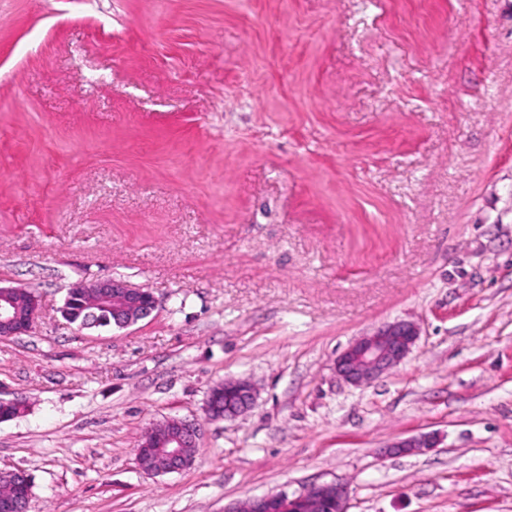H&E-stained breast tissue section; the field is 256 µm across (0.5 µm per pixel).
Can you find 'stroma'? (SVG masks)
<instances>
[{
  "label": "stroma",
  "instance_id": "35a3bbf8",
  "mask_svg": "<svg viewBox=\"0 0 512 512\" xmlns=\"http://www.w3.org/2000/svg\"><path fill=\"white\" fill-rule=\"evenodd\" d=\"M109 278L152 314L62 317ZM0 284L42 305L0 339L28 512H512V0H0ZM401 320L400 364L337 375ZM230 380L254 408L207 419ZM170 418L196 459L145 475ZM92 290L100 297L106 298L112 296V300H119L126 303L124 313L119 315L114 313L115 321L119 322L121 327L129 326L130 324L148 317L156 308V299L152 292L145 290L144 288L135 287L129 282L122 279H104L97 280L94 282H86L83 280L77 281L71 285L68 290V295L71 298H76ZM97 295L90 294L86 297L78 299H72L71 301H65L63 307V314L68 313L70 315V323L75 324L77 327L84 329V318L88 313L101 314L105 310L102 303ZM108 302V305L112 307L120 306L119 303ZM79 310L80 313H76ZM127 311L136 312V317L127 320L125 313ZM418 336L413 323H388L352 342L337 357L336 372L355 386L373 384L410 353ZM177 421V437L171 439L169 431L173 432L176 429L175 425H169L168 430L152 427L147 430L142 436L139 448H152L151 445L156 442L169 441V444L174 446H167V448H181V451L190 465L195 460L198 452V440L201 434V425L197 422L174 419ZM157 448L151 454L140 456L139 463L141 470L148 476L162 475L161 472L165 469V457L167 448ZM284 496L288 499V497H295V494L288 495V493H283ZM331 496L334 499L336 504V512H348V488L346 484L336 481L330 483H322V484H313L305 487L298 497L300 500H313L316 498ZM296 497V498H298ZM288 499V511L296 512L295 502L297 499Z\"/></svg>",
  "mask_w": 512,
  "mask_h": 512
}]
</instances>
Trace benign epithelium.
<instances>
[{
    "instance_id": "obj_1",
    "label": "benign epithelium",
    "mask_w": 512,
    "mask_h": 512,
    "mask_svg": "<svg viewBox=\"0 0 512 512\" xmlns=\"http://www.w3.org/2000/svg\"><path fill=\"white\" fill-rule=\"evenodd\" d=\"M106 298L110 297L126 303L125 310L136 313V317L126 319L125 315H115V321L126 327L148 317L156 308L152 292L135 287L122 279H104L94 282L77 281L71 285L68 295L76 298L88 291ZM13 288L0 286V337L19 336L32 327L41 312V303L36 295H31L29 307L24 312L17 311L11 300ZM419 336L415 324L406 321L388 323L371 335L361 336L352 342L336 359V372L347 383L355 386L373 384L385 373L403 360L412 350ZM238 394V404L232 410H220L212 401H207V413L212 419L234 418L250 410L256 398L253 385L245 380L233 381ZM201 434L197 422L177 420V437L170 439L169 431L152 427L142 436L139 447L149 448L156 442H169L179 448H196ZM431 446L430 437L420 435L392 443L387 447L391 453H408L417 448ZM330 496L336 504V512H348V488L336 481L313 484L299 494L302 500ZM254 512H294L295 500H284L283 495L267 494L251 499Z\"/></svg>"
}]
</instances>
